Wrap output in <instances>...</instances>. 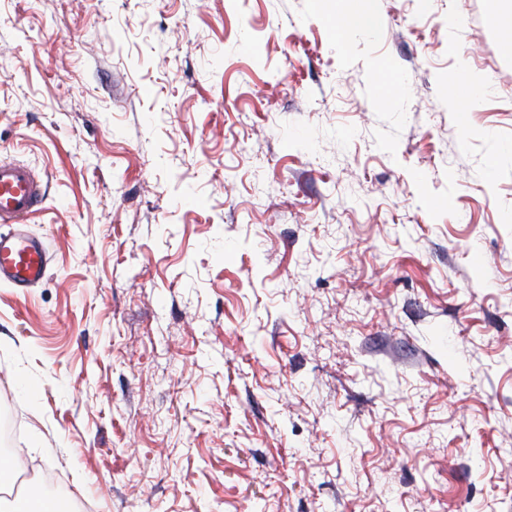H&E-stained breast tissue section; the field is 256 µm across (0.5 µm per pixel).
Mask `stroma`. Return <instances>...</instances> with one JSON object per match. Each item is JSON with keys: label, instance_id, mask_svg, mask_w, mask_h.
<instances>
[{"label": "stroma", "instance_id": "stroma-1", "mask_svg": "<svg viewBox=\"0 0 512 512\" xmlns=\"http://www.w3.org/2000/svg\"><path fill=\"white\" fill-rule=\"evenodd\" d=\"M374 7L342 39L336 0H0V160L46 186L45 279L0 283L29 490L512 512L501 4ZM453 84L454 91L452 101L454 110L461 115H465L470 111V104L477 97L476 92L481 91L482 88L465 70H461L457 74Z\"/></svg>", "mask_w": 512, "mask_h": 512}]
</instances>
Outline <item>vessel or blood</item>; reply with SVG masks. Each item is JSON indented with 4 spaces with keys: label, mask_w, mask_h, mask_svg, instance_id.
<instances>
[{
    "label": "vessel or blood",
    "mask_w": 512,
    "mask_h": 512,
    "mask_svg": "<svg viewBox=\"0 0 512 512\" xmlns=\"http://www.w3.org/2000/svg\"><path fill=\"white\" fill-rule=\"evenodd\" d=\"M46 187L35 171L25 165L0 162V280L19 288L39 284L48 265L42 239L27 229V218L44 205Z\"/></svg>",
    "instance_id": "vessel-or-blood-1"
}]
</instances>
